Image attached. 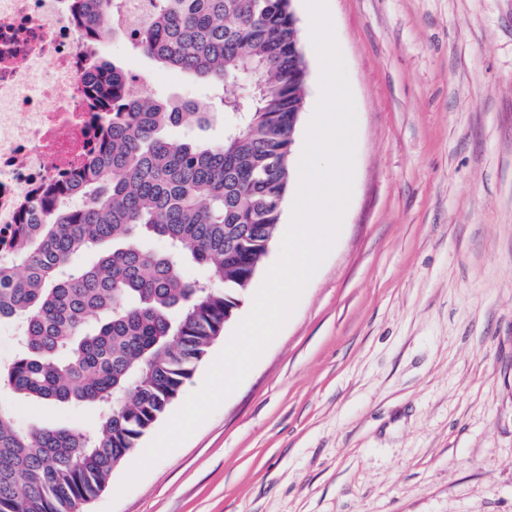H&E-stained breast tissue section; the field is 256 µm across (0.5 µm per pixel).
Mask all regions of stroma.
Instances as JSON below:
<instances>
[{"instance_id":"stroma-1","label":"stroma","mask_w":512,"mask_h":512,"mask_svg":"<svg viewBox=\"0 0 512 512\" xmlns=\"http://www.w3.org/2000/svg\"><path fill=\"white\" fill-rule=\"evenodd\" d=\"M307 70L301 156L321 66ZM357 118L340 233L244 381L132 487L160 418L86 512H512V0H327ZM160 99L220 111L209 82L108 37ZM273 241L198 391L250 313ZM20 425L93 424L11 402Z\"/></svg>"}]
</instances>
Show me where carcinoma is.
<instances>
[{
	"label": "carcinoma",
	"mask_w": 512,
	"mask_h": 512,
	"mask_svg": "<svg viewBox=\"0 0 512 512\" xmlns=\"http://www.w3.org/2000/svg\"><path fill=\"white\" fill-rule=\"evenodd\" d=\"M82 2L92 53L110 30L164 69L223 86L247 68L260 87L242 115L224 108V138L204 144L170 130L214 113L130 93V73L106 58L89 71L108 123L93 163L41 189L0 258V325L22 339L0 386L16 401L89 408L95 422L22 428L0 403V512H83L180 396L275 237L291 179L288 109L304 100L289 0H156L133 35L111 28L119 0Z\"/></svg>",
	"instance_id": "carcinoma-1"
}]
</instances>
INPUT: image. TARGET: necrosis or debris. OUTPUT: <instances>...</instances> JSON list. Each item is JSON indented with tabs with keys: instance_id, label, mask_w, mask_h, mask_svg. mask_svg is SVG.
<instances>
[{
	"instance_id": "necrosis-or-debris-1",
	"label": "necrosis or debris",
	"mask_w": 512,
	"mask_h": 512,
	"mask_svg": "<svg viewBox=\"0 0 512 512\" xmlns=\"http://www.w3.org/2000/svg\"><path fill=\"white\" fill-rule=\"evenodd\" d=\"M73 0H0V238L43 184L82 170L98 133Z\"/></svg>"
}]
</instances>
